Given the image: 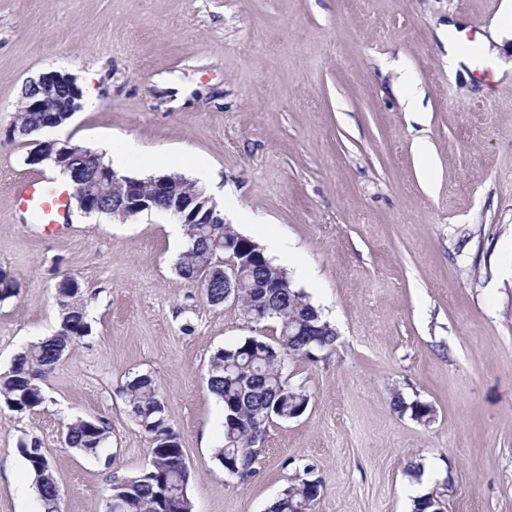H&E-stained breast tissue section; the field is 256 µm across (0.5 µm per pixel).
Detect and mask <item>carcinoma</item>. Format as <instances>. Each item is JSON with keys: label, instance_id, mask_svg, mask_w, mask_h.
<instances>
[{"label": "carcinoma", "instance_id": "1", "mask_svg": "<svg viewBox=\"0 0 512 512\" xmlns=\"http://www.w3.org/2000/svg\"><path fill=\"white\" fill-rule=\"evenodd\" d=\"M18 123L27 130L26 139H42L41 113L23 112ZM185 245L175 262L177 276L190 284L207 277L202 296L210 306L224 304L223 258H231L235 244H226L224 225L188 224L184 226ZM273 278L288 279V273L260 252L248 261L241 288L240 303L255 308L257 286ZM60 329L52 336L30 342L13 359L8 369L0 372V405L16 413H24L46 402L43 382L61 365L66 352L91 332L87 306L81 286L76 280L56 289ZM319 310L305 293L295 287L279 292L266 310V319L278 325L276 341L251 337L216 350L209 359L205 374L207 390L223 403L224 440L216 449L215 458L225 473L245 480L253 472L256 447L264 442L269 424L256 426L258 409L272 408V418L288 414V392L305 397V393L290 386L284 376L285 358H308L310 353L332 346L336 333L323 328L317 336H309L300 322L308 321ZM123 394L133 420L151 441L150 465L139 472L115 481L110 493L125 499L126 512H165L161 482L176 483L181 479V441L169 426L166 406L159 386L149 373L136 374L123 388ZM111 437L109 422L102 417L78 418L68 424L65 442L86 456L97 457ZM18 451L33 476L34 487L41 504L54 505L59 486L50 459L35 440H22ZM291 506L282 512H312L321 491L309 492L308 479L289 485Z\"/></svg>", "mask_w": 512, "mask_h": 512}]
</instances>
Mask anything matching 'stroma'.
Listing matches in <instances>:
<instances>
[{
	"label": "stroma",
	"mask_w": 512,
	"mask_h": 512,
	"mask_svg": "<svg viewBox=\"0 0 512 512\" xmlns=\"http://www.w3.org/2000/svg\"><path fill=\"white\" fill-rule=\"evenodd\" d=\"M502 0H0V371L59 328L55 284L82 286L92 332L44 386V406L0 408V512H41L17 451L37 439L59 512H105L111 481L146 467L150 440L121 388L152 374L193 471L194 512H266L313 464L314 512H411L433 491L446 512H512V38L483 53ZM468 66H448L449 25ZM98 80L61 128L88 149L139 153L123 174L188 175L241 234L297 248L288 275L337 330L289 360L306 412L273 421L246 480L215 459L224 410L211 355L277 326L204 303L174 270L183 227L163 212L81 214L45 236L15 203L30 165L7 129L29 80ZM421 93L409 112L403 79ZM434 410L393 408L394 393ZM112 427L93 458L68 448L76 417ZM418 463L417 475L406 471Z\"/></svg>",
	"instance_id": "obj_1"
}]
</instances>
